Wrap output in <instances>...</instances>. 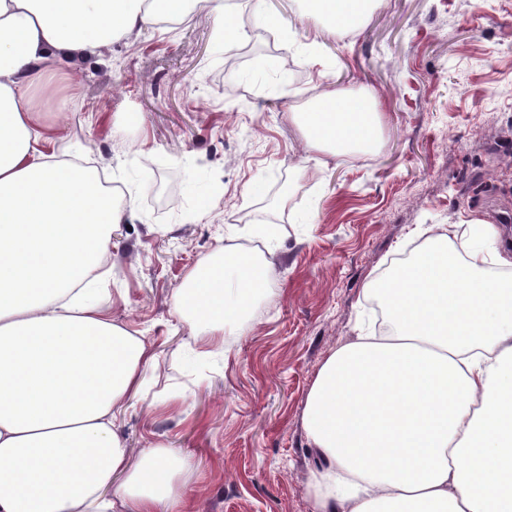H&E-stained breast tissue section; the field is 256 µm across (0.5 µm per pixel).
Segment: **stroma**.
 I'll return each instance as SVG.
<instances>
[{
  "instance_id": "1",
  "label": "stroma",
  "mask_w": 512,
  "mask_h": 512,
  "mask_svg": "<svg viewBox=\"0 0 512 512\" xmlns=\"http://www.w3.org/2000/svg\"><path fill=\"white\" fill-rule=\"evenodd\" d=\"M231 9L240 37L190 8L57 70L40 107L57 151L126 190L98 300L156 355L117 415L129 448L188 456L187 512H315L306 397L358 319L377 327L368 282L412 257L422 224L483 218L512 253V0H376L352 33L304 0ZM263 9L284 19L266 38ZM273 52L295 79L227 80V57ZM332 90L376 94L369 149L308 147L294 114ZM151 164L157 182L137 181ZM202 175L210 190L188 194ZM224 250L272 270L211 355L174 300Z\"/></svg>"
}]
</instances>
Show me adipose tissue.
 Instances as JSON below:
<instances>
[{
    "label": "adipose tissue",
    "mask_w": 512,
    "mask_h": 512,
    "mask_svg": "<svg viewBox=\"0 0 512 512\" xmlns=\"http://www.w3.org/2000/svg\"><path fill=\"white\" fill-rule=\"evenodd\" d=\"M190 2L0 0V512H184L187 456L159 443L131 460L115 426L155 361L95 301L122 212L94 169L42 151L58 129L35 98L51 69ZM307 4L353 31L372 0ZM375 109L371 94L333 91L296 119L336 157L373 142ZM465 231L370 281L386 331L358 332L313 381L318 512H512V277L486 272L505 261L481 245L493 225ZM257 288L228 252L191 275L175 312L220 353Z\"/></svg>",
    "instance_id": "obj_1"
}]
</instances>
